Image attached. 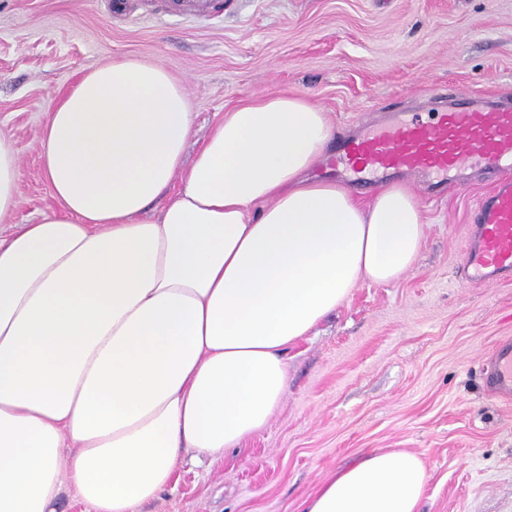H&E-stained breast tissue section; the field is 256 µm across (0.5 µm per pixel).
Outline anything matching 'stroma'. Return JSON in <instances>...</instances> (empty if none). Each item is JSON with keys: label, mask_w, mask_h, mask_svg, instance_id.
I'll return each instance as SVG.
<instances>
[{"label": "stroma", "mask_w": 512, "mask_h": 512, "mask_svg": "<svg viewBox=\"0 0 512 512\" xmlns=\"http://www.w3.org/2000/svg\"><path fill=\"white\" fill-rule=\"evenodd\" d=\"M166 0H0V135L20 160L18 205L0 235L60 212L41 165L47 114L87 72L117 58L161 64L183 86L193 159L226 110L271 92L308 97L337 139L393 112L439 107L433 88L512 101V0H227L222 15H167ZM491 174L416 190L426 227L414 264L362 280L288 353L269 423L242 448L188 450L142 512H297L364 453L423 455L420 512H512V399L489 391L512 340V281L468 280L462 244Z\"/></svg>", "instance_id": "stroma-1"}]
</instances>
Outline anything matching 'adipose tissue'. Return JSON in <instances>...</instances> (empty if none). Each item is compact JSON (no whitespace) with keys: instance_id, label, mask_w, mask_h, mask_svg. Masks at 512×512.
Masks as SVG:
<instances>
[{"instance_id":"obj_1","label":"adipose tissue","mask_w":512,"mask_h":512,"mask_svg":"<svg viewBox=\"0 0 512 512\" xmlns=\"http://www.w3.org/2000/svg\"><path fill=\"white\" fill-rule=\"evenodd\" d=\"M193 116L158 64L119 58L50 111L42 169L63 212L0 237V512H141L192 448L235 450L274 414L288 349L361 279L396 280L425 237L409 187L368 200L312 177L336 132L307 97ZM20 165L0 136V218ZM157 220L144 219L158 198ZM421 455L375 450L299 512H418Z\"/></svg>"}]
</instances>
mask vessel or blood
<instances>
[{"instance_id": "1", "label": "vessel or blood", "mask_w": 512, "mask_h": 512, "mask_svg": "<svg viewBox=\"0 0 512 512\" xmlns=\"http://www.w3.org/2000/svg\"><path fill=\"white\" fill-rule=\"evenodd\" d=\"M326 164L353 173L408 175L428 186L446 185L472 168L492 173V188L474 207L464 264L474 282L512 279V103L457 93L431 118L392 115L357 139L337 142ZM492 383L495 392H512L510 344L496 353Z\"/></svg>"}]
</instances>
